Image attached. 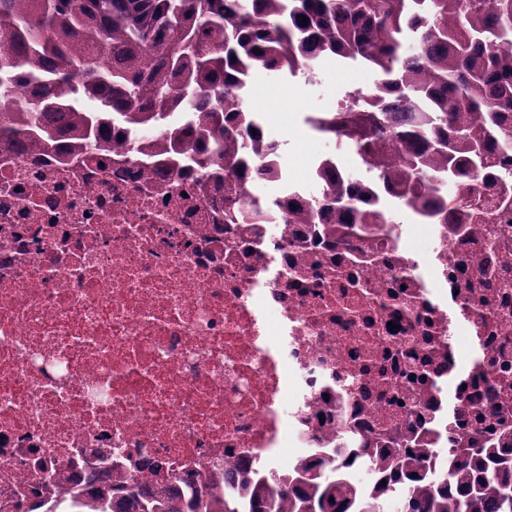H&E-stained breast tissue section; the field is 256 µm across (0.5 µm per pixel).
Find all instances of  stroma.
Instances as JSON below:
<instances>
[{
    "label": "stroma",
    "mask_w": 512,
    "mask_h": 512,
    "mask_svg": "<svg viewBox=\"0 0 512 512\" xmlns=\"http://www.w3.org/2000/svg\"><path fill=\"white\" fill-rule=\"evenodd\" d=\"M374 80L371 71L354 64L330 63L323 67L317 84L302 77L266 73L250 88L248 106L261 113L270 136L281 144V161L292 183L315 191L310 171L326 154L335 156L348 174L366 176L355 150L336 145L321 136L308 122L309 116L335 109L345 92L367 89Z\"/></svg>",
    "instance_id": "stroma-1"
}]
</instances>
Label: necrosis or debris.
Listing matches in <instances>:
<instances>
[{
    "instance_id": "1",
    "label": "necrosis or debris",
    "mask_w": 512,
    "mask_h": 512,
    "mask_svg": "<svg viewBox=\"0 0 512 512\" xmlns=\"http://www.w3.org/2000/svg\"><path fill=\"white\" fill-rule=\"evenodd\" d=\"M0 140V512L57 474L153 485L275 480L323 462L361 497L387 448L429 471L486 425L512 434V239L429 224L372 237L289 224L281 191L224 221V184ZM476 350L459 363L455 337Z\"/></svg>"
}]
</instances>
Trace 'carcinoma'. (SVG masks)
<instances>
[{
  "label": "carcinoma",
  "mask_w": 512,
  "mask_h": 512,
  "mask_svg": "<svg viewBox=\"0 0 512 512\" xmlns=\"http://www.w3.org/2000/svg\"><path fill=\"white\" fill-rule=\"evenodd\" d=\"M307 22H302V19ZM410 50H403L406 37ZM362 61L375 75L357 90L345 122L332 110L309 121L357 151L376 180L356 187L341 171L295 224H384L382 187L397 206L431 224H493L478 213L481 176L500 183L512 206V0H0V98L14 77L35 84L19 112L0 118V138L48 150L65 136L86 155L110 148L124 129L137 154L175 168L213 166L239 179L267 164L282 176L279 144L245 152L238 143L264 131L246 108L253 78L273 71L312 82L330 62ZM389 122L390 141L376 134ZM227 199L226 223L249 213ZM453 466L418 495L343 494L324 470L311 476L301 506L288 480L247 481L246 503L170 487L114 483L93 495L51 500L52 512H512V456L472 437L452 448ZM393 474L425 468V456L390 455Z\"/></svg>",
  "instance_id": "obj_1"
}]
</instances>
